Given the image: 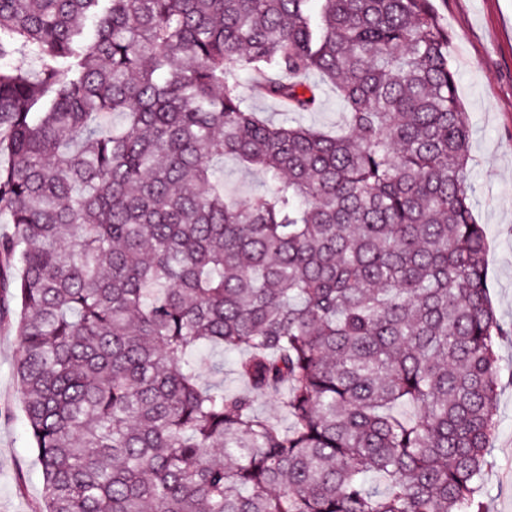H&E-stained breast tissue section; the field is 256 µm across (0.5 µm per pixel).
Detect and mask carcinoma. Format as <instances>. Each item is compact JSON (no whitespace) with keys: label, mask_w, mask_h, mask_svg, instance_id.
Listing matches in <instances>:
<instances>
[{"label":"carcinoma","mask_w":512,"mask_h":512,"mask_svg":"<svg viewBox=\"0 0 512 512\" xmlns=\"http://www.w3.org/2000/svg\"><path fill=\"white\" fill-rule=\"evenodd\" d=\"M449 41L433 0H0L42 512H486L512 327ZM242 73L289 113L334 85L345 131L260 117ZM224 186L243 197L262 190L261 178L242 171L232 159L224 161Z\"/></svg>","instance_id":"cac0c4a2"}]
</instances>
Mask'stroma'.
I'll use <instances>...</instances> for the list:
<instances>
[{
    "instance_id": "stroma-1",
    "label": "stroma",
    "mask_w": 512,
    "mask_h": 512,
    "mask_svg": "<svg viewBox=\"0 0 512 512\" xmlns=\"http://www.w3.org/2000/svg\"><path fill=\"white\" fill-rule=\"evenodd\" d=\"M450 34L457 91L470 114L474 215L489 248L490 296L498 318L512 324V0H435ZM301 123L336 134L345 118L336 89L323 85L315 111ZM14 319L0 320V512H36L43 478L14 373ZM497 394L494 466L485 476L490 512H512V341L503 340Z\"/></svg>"
}]
</instances>
